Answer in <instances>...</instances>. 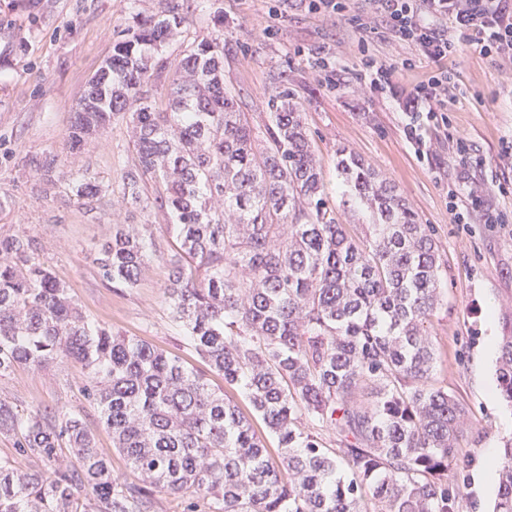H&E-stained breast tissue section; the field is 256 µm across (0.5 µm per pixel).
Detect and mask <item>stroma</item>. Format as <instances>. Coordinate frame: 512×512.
I'll return each instance as SVG.
<instances>
[{
	"instance_id": "1",
	"label": "stroma",
	"mask_w": 512,
	"mask_h": 512,
	"mask_svg": "<svg viewBox=\"0 0 512 512\" xmlns=\"http://www.w3.org/2000/svg\"><path fill=\"white\" fill-rule=\"evenodd\" d=\"M213 3L224 11V84L239 95L255 135L264 134L267 96L279 73H287L321 162L330 206L343 201L336 149L346 145L392 180L422 223L432 225L441 254L443 299L432 324L435 379L466 408L473 426L459 442L470 460L463 473L469 487L459 512H492L494 490H477L472 481L487 450L499 448L502 437L512 434V407L495 393L496 357L485 351L487 344H498L503 315L512 314V223H454L448 185L456 183L465 192L478 184L483 206L512 210V193L498 190L507 170L501 141L512 136V74L461 50L453 61L459 88L448 94L451 126L426 127L424 138L432 153L421 160L404 138L402 121L411 87L426 77L429 65L405 74L398 96L372 97L351 77L359 65V35L343 20L292 4L276 20L277 35L270 39L263 33L265 0ZM165 6L166 0H0V233L34 236L37 260L69 284L91 319L181 356L238 402L240 392L210 374L170 320L162 293L169 277L161 258L170 239L166 210L122 206L121 175L135 162L127 120H113L81 152L62 149L71 111L87 81L111 55L118 32L135 14H155ZM299 47L304 55H296ZM321 47L337 58L340 88L326 85L311 67L310 53ZM459 138L478 149L483 167H463L454 151ZM48 160L56 168L46 181L36 170ZM77 170L89 172L104 187L92 202L71 189L68 176ZM118 222L149 225L159 253L134 288L112 287L96 263L101 244ZM82 371L81 363L70 360L18 370L0 378V399L54 415L84 410L96 446L113 472L140 484L113 448L97 410L89 406Z\"/></svg>"
}]
</instances>
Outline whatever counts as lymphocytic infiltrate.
Segmentation results:
<instances>
[{"label":"lymphocytic infiltrate","instance_id":"obj_1","mask_svg":"<svg viewBox=\"0 0 512 512\" xmlns=\"http://www.w3.org/2000/svg\"><path fill=\"white\" fill-rule=\"evenodd\" d=\"M305 11L345 19L359 34L356 50L360 65L354 73L359 86L372 97L396 93V73L411 70L417 61L434 64L427 79L416 84L406 104L403 126L406 140L416 155L428 157L430 148L422 137L424 122L449 126L445 99L456 84L454 59L461 46L492 63L512 62V0H301ZM394 40L412 54L393 66L375 52L376 43Z\"/></svg>","mask_w":512,"mask_h":512}]
</instances>
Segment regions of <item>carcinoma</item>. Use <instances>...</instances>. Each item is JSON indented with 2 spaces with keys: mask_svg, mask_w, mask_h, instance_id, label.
I'll return each mask as SVG.
<instances>
[{
  "mask_svg": "<svg viewBox=\"0 0 512 512\" xmlns=\"http://www.w3.org/2000/svg\"><path fill=\"white\" fill-rule=\"evenodd\" d=\"M177 0L135 16L112 43L105 80L76 102L66 149L129 117L135 163L125 204L158 205L175 239L163 297L186 345L238 388L277 440L185 361L89 319L36 240L0 235V377L76 359L112 445L144 486L112 472L78 409L50 417L0 400V433L39 469L0 459V512H143L152 491L210 500L211 512H457L469 460L458 442L465 409L433 376L432 319L441 305L433 230L359 155L336 169L368 224H345L326 199L322 168L288 72L268 98L259 144L239 97L224 86V13L167 62L189 24ZM169 71L167 107L152 87ZM155 185V196L147 184ZM89 201L102 186L70 177ZM146 224H115L99 269L133 288L155 257ZM497 389L512 404V319L504 318ZM336 437L329 448L306 427ZM494 512H512V437L496 469Z\"/></svg>",
  "mask_w": 512,
  "mask_h": 512,
  "instance_id": "1",
  "label": "carcinoma"
}]
</instances>
